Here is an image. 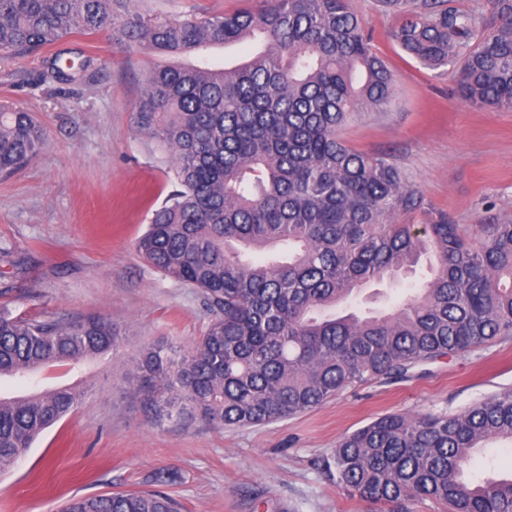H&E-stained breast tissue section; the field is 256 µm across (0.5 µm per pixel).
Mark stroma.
Masks as SVG:
<instances>
[{
    "label": "stroma",
    "instance_id": "1",
    "mask_svg": "<svg viewBox=\"0 0 512 512\" xmlns=\"http://www.w3.org/2000/svg\"><path fill=\"white\" fill-rule=\"evenodd\" d=\"M263 0H135L145 21L174 22L260 9ZM374 52L394 80L383 112L356 114L340 131L350 147L385 153L422 200L398 223L439 211L457 224L512 219V111L477 108L456 91V70L426 68L388 34L397 17L376 0H350ZM62 49L90 62L73 85L36 82L51 49L0 55V100L33 115L44 147L0 178V303L14 313L69 320L98 315L124 338L116 355L47 386L79 384L83 402L46 430L11 472L0 476V512H58L66 500L158 490L182 512H394L350 495L327 468L338 441L392 413H459L512 388V338L427 365L406 380H372L322 406L247 427L156 424L129 391L126 374L144 345L183 346L210 317L197 289L165 277L136 251L153 210L170 190L172 157L139 136L132 114L144 73L168 56L105 32L77 33ZM416 273L368 285L359 310L389 308ZM469 475L512 476V443L495 440Z\"/></svg>",
    "mask_w": 512,
    "mask_h": 512
}]
</instances>
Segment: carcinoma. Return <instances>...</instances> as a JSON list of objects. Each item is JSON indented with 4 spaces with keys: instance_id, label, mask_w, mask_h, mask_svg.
Listing matches in <instances>:
<instances>
[{
    "instance_id": "carcinoma-1",
    "label": "carcinoma",
    "mask_w": 512,
    "mask_h": 512,
    "mask_svg": "<svg viewBox=\"0 0 512 512\" xmlns=\"http://www.w3.org/2000/svg\"><path fill=\"white\" fill-rule=\"evenodd\" d=\"M402 15L389 33L433 68H457L461 96L512 111V0L492 18L447 0H380ZM173 56L259 37L232 67L172 63L149 70L132 123L173 158V189L138 253L198 289L212 319L187 349L143 346L133 393L158 424L213 427L284 419L374 379H403L445 357L512 337V220L454 224L442 213L399 224L421 201L385 154L348 146L340 129L383 112L393 75L348 0H264L256 11L148 24L132 0H0V53L52 47L74 33ZM87 60L61 52L40 79L74 84ZM45 139L30 113L0 102V175L30 163ZM265 253L262 263L243 260ZM431 279L387 312L363 315L365 285L415 271ZM509 284H504L503 279ZM123 336L99 316L68 321L0 307V378L26 379L108 356ZM76 385L0 396V473L71 414ZM512 441V389L460 413L387 414L344 437L332 464L353 495L400 508L429 498L449 512H512V478L473 483L464 467L484 443ZM162 490L71 498L61 512H180Z\"/></svg>"
}]
</instances>
